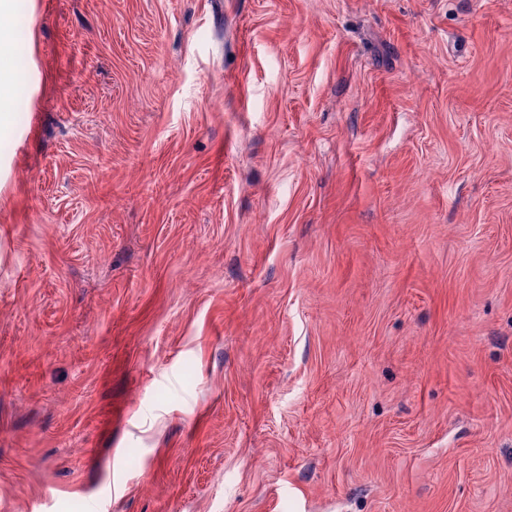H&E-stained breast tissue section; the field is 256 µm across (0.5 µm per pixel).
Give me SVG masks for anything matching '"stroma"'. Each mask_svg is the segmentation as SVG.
I'll use <instances>...</instances> for the list:
<instances>
[{
  "mask_svg": "<svg viewBox=\"0 0 512 512\" xmlns=\"http://www.w3.org/2000/svg\"><path fill=\"white\" fill-rule=\"evenodd\" d=\"M0 27V512H512V0Z\"/></svg>",
  "mask_w": 512,
  "mask_h": 512,
  "instance_id": "stroma-1",
  "label": "stroma"
}]
</instances>
